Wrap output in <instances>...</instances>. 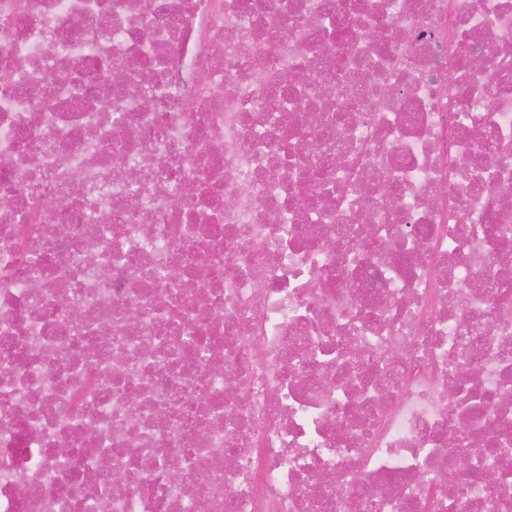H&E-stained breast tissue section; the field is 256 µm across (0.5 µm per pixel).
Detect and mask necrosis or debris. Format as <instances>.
Returning <instances> with one entry per match:
<instances>
[{
  "label": "necrosis or debris",
  "mask_w": 512,
  "mask_h": 512,
  "mask_svg": "<svg viewBox=\"0 0 512 512\" xmlns=\"http://www.w3.org/2000/svg\"><path fill=\"white\" fill-rule=\"evenodd\" d=\"M1 198L0 512H512V0H0Z\"/></svg>",
  "instance_id": "necrosis-or-debris-1"
}]
</instances>
